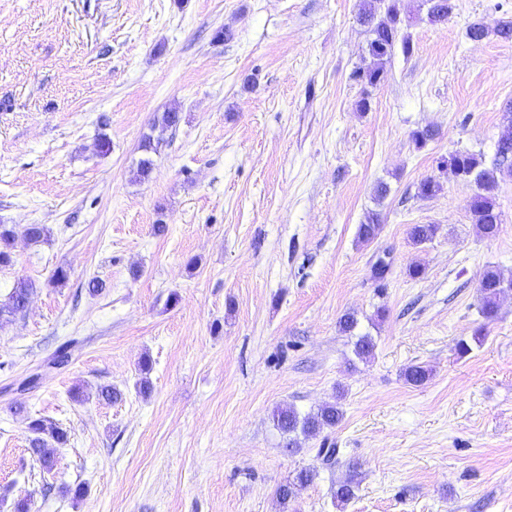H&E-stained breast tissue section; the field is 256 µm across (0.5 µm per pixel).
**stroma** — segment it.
Instances as JSON below:
<instances>
[{"label": "stroma", "instance_id": "obj_1", "mask_svg": "<svg viewBox=\"0 0 512 512\" xmlns=\"http://www.w3.org/2000/svg\"><path fill=\"white\" fill-rule=\"evenodd\" d=\"M356 4L0 0V224L50 230L17 239L0 268V302L35 285L0 318V512H512V292L487 322L478 288L487 268L512 276V176L486 239L474 185L438 167L455 151L493 162L512 132V41L466 35L512 20V0H454L440 25L399 0L413 53L367 91L352 78L370 63ZM172 108L181 122L137 181ZM429 176L442 190L419 197ZM371 211L381 230L362 244ZM412 224L439 230L415 247ZM347 312L376 343L369 360L338 330ZM480 325L483 343L458 356ZM63 344L67 363L52 364ZM413 364L431 372L422 385L404 379ZM102 385L122 399H100ZM334 401L342 422L286 452L275 407ZM33 418L69 436L48 471L29 450ZM352 464L360 486L340 511ZM305 468L316 479L282 505L276 488ZM32 290V282L19 281L8 295L7 300L0 304V317L22 312L29 302Z\"/></svg>", "mask_w": 512, "mask_h": 512}]
</instances>
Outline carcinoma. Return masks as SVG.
I'll return each mask as SVG.
<instances>
[{
	"mask_svg": "<svg viewBox=\"0 0 512 512\" xmlns=\"http://www.w3.org/2000/svg\"><path fill=\"white\" fill-rule=\"evenodd\" d=\"M380 0H359L357 4V19L366 26L371 35L368 43V53L373 63L360 68L353 73V79L364 88H374L384 82L387 76L386 65L401 51L408 57L413 52V45L408 35L403 32L404 20L397 5V0H389L384 15H378L377 3ZM428 18L432 23H443L452 14V0H426ZM509 41L512 40V20H500L494 27H489L484 21L472 22L467 28V37L472 41H481L489 35ZM181 121L180 112L170 109L157 117L154 126L164 132L173 129ZM441 169H451L461 180L473 183L476 191L471 196L468 206L477 233L486 239L498 236L501 230L500 212L496 204L495 191L499 177L504 173H512V139L501 141L498 146L496 159L491 165H486L482 155L465 151H455L443 157L438 162ZM381 230L380 215L373 213L366 221L358 225L356 237L358 242L367 244ZM438 231L435 224H412L408 228V237L412 244L420 245L434 238ZM49 230L42 224H0V267H6L12 262L15 240L23 236L26 240L37 243L44 240ZM512 285V279L505 278L495 269L483 272L479 282L481 300L480 312L487 320H492L497 314L498 301L504 292V287ZM33 284L30 281H20L14 286L7 300L0 304V317L15 315L22 312L28 302ZM406 381L414 386L426 382L430 376L429 370L419 364L406 368ZM344 413L338 402L326 403L317 411L300 415L297 410L288 405L278 406L273 410L274 424L287 437L285 450L294 453L299 449L298 434L315 436L326 429H333L343 419ZM30 433L29 445L31 452L38 457L42 466L51 468V455L48 442L63 445L67 441L66 433L55 424L41 418L32 419L28 423ZM316 473L312 470H300L292 480L280 485L277 496L282 504H288L296 498L299 491L313 483ZM358 482L356 474H349L339 482L334 492L337 506L342 508L356 494Z\"/></svg>",
	"mask_w": 512,
	"mask_h": 512,
	"instance_id": "carcinoma-1",
	"label": "carcinoma"
}]
</instances>
